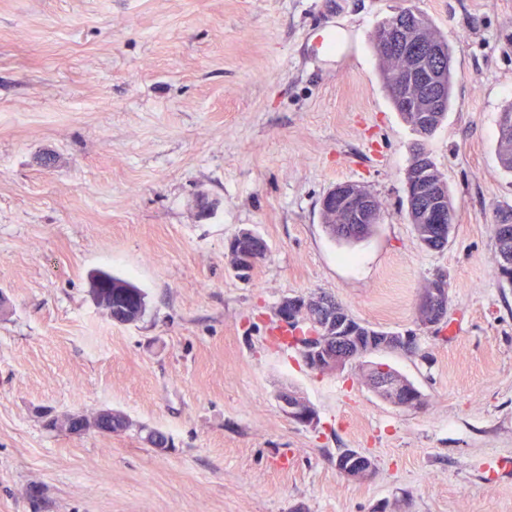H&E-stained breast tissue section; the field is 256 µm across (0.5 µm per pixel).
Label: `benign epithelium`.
<instances>
[{
	"label": "benign epithelium",
	"instance_id": "7a95c632",
	"mask_svg": "<svg viewBox=\"0 0 512 512\" xmlns=\"http://www.w3.org/2000/svg\"><path fill=\"white\" fill-rule=\"evenodd\" d=\"M407 13L397 11L381 28V35L399 31V38H388L389 48L402 53L408 65L401 72L397 92L401 98L420 109L416 124L411 126L416 143L421 145L433 136L439 127L435 121L442 106V85L444 80L442 52L438 46L425 42L424 30L419 25L406 23ZM416 157L406 169L405 186L407 210L411 221L420 232L428 233L427 225L444 224L451 206L448 204V183L445 178L433 177L436 165L427 152L418 148ZM378 198L365 187L342 183L331 188L321 199V211H340L348 224H367L374 229L380 222ZM330 306L329 300L317 296H296L283 301L278 316L285 325L295 326L296 332H305L309 342L300 345L303 362L310 369L336 371L348 363L361 358L353 352V336L343 335L349 330L344 321H333L325 315H316L313 310ZM418 320L423 326H435L448 315V282L439 274L422 289L417 306ZM384 350L406 353L418 352L417 337L398 332L385 333ZM368 385L381 399L401 407H419L422 396L409 381L386 367L368 373ZM279 400L288 417L303 424L316 422L314 409L297 395L285 391ZM336 469L348 479L367 480L374 473L371 459L355 450L344 452L337 457Z\"/></svg>",
	"mask_w": 512,
	"mask_h": 512
}]
</instances>
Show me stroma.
<instances>
[{
	"label": "stroma",
	"instance_id": "obj_1",
	"mask_svg": "<svg viewBox=\"0 0 512 512\" xmlns=\"http://www.w3.org/2000/svg\"><path fill=\"white\" fill-rule=\"evenodd\" d=\"M408 1L452 48L427 145L456 210L440 251L408 221L414 136L372 46ZM334 30L352 56L322 52ZM511 104L512 0H0V512H512V286L494 240ZM340 183L382 203L365 240L323 223ZM245 229L269 253L242 279L226 252ZM94 269L144 289L146 316L113 323ZM439 273L447 323L425 327ZM318 293L418 353L309 369L277 341V306ZM375 363L423 407L377 397ZM287 389L316 426L288 417ZM104 409L132 429L45 424ZM348 449L370 479L337 471ZM418 320L423 326H435L448 315V282L438 274L422 289L417 306ZM344 457L338 456L336 459V469L348 479L367 480L374 473L375 465L371 459L355 450L344 452ZM348 464L343 465L345 459Z\"/></svg>",
	"mask_w": 512,
	"mask_h": 512
}]
</instances>
